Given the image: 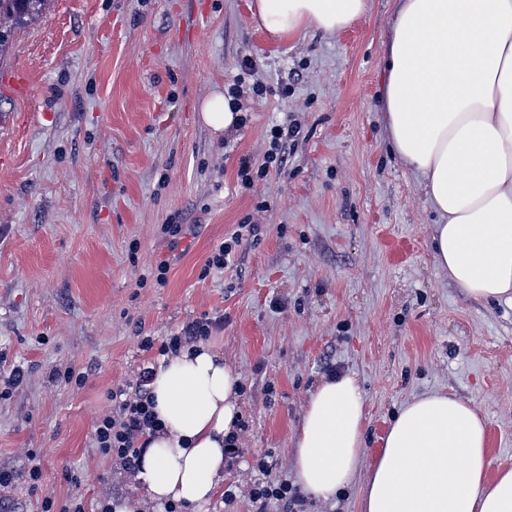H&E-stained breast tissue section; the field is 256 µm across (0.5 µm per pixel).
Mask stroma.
<instances>
[{"mask_svg":"<svg viewBox=\"0 0 512 512\" xmlns=\"http://www.w3.org/2000/svg\"><path fill=\"white\" fill-rule=\"evenodd\" d=\"M251 0H47L13 29L0 78L26 70V96L0 82V471L17 473L0 512H42L45 497L138 494L92 442L112 387L135 380L163 340L223 317L209 343L241 376L244 450L207 512H253L258 460L294 480L305 405L330 373L356 376L366 400L365 462L413 397L451 392L487 425L490 469L512 467V305L465 296L437 269L436 221L417 176L392 152L381 102L395 0L329 37L276 40ZM248 121L217 135L198 104L227 89L242 60ZM240 75V74H239ZM298 129L287 174L242 188L240 158L261 164L273 124ZM258 224L234 264L212 249ZM185 224L177 247L162 225ZM168 261L165 287L141 284ZM83 372L82 386L57 371ZM19 372L13 387L4 377ZM42 459L38 488L20 475ZM78 472L80 483L69 479ZM257 224H237V228L228 238L217 244L212 254L207 258L205 270H224L233 261L237 248L247 237H256Z\"/></svg>","mask_w":512,"mask_h":512,"instance_id":"1","label":"stroma"}]
</instances>
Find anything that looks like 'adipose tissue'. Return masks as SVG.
<instances>
[{
  "instance_id": "obj_1",
  "label": "adipose tissue",
  "mask_w": 512,
  "mask_h": 512,
  "mask_svg": "<svg viewBox=\"0 0 512 512\" xmlns=\"http://www.w3.org/2000/svg\"><path fill=\"white\" fill-rule=\"evenodd\" d=\"M269 35H334L368 0H254ZM384 109L391 146L413 170L438 221L435 263L470 297L512 303V0H396L385 43ZM202 122L238 127L232 99L213 91ZM149 393L160 422L142 449L143 498L114 512L177 503L198 512L224 478V440L235 432L239 375L203 342L155 364ZM365 396L335 373L311 393L296 439L297 481L328 500L365 472L361 512H512V468L490 473L477 409L430 392L402 405L370 467H363Z\"/></svg>"
}]
</instances>
